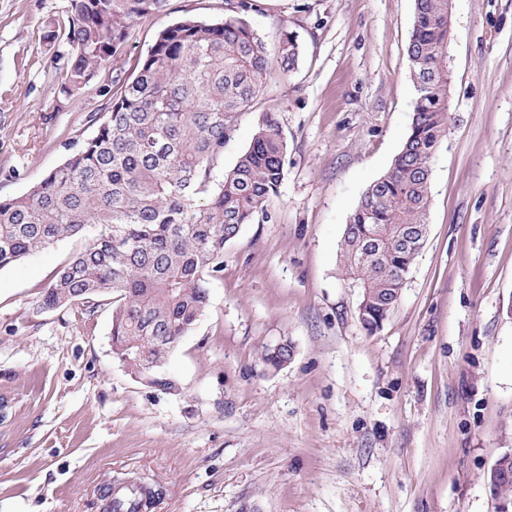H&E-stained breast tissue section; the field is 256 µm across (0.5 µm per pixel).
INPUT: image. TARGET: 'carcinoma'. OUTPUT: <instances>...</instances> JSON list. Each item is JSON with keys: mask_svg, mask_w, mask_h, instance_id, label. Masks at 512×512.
<instances>
[{"mask_svg": "<svg viewBox=\"0 0 512 512\" xmlns=\"http://www.w3.org/2000/svg\"><path fill=\"white\" fill-rule=\"evenodd\" d=\"M71 53L61 89L73 95L115 57L132 22L167 0H69ZM229 3L224 19L184 18L158 33L137 74L114 80L109 112L95 134L30 192L0 198V269L49 245L88 235L43 287L57 309L105 297L112 353L149 366L152 385L175 389L168 356L203 315L208 283L224 270V246L279 194L286 140L275 115L260 119L248 149L209 192L224 131L248 109L267 77L264 41ZM448 0H415L408 44L416 88L410 132L389 169L351 213L341 242L345 276L361 289L362 326L380 328L398 303L427 237L430 162L448 131ZM297 36L284 32L282 74L298 65ZM209 193L206 203L199 195ZM291 342L266 347L268 369L288 364Z\"/></svg>", "mask_w": 512, "mask_h": 512, "instance_id": "carcinoma-1", "label": "carcinoma"}]
</instances>
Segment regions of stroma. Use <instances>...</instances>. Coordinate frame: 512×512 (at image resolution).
Segmentation results:
<instances>
[{
    "mask_svg": "<svg viewBox=\"0 0 512 512\" xmlns=\"http://www.w3.org/2000/svg\"><path fill=\"white\" fill-rule=\"evenodd\" d=\"M277 60L212 165L217 189L274 113L279 194L224 246L206 311L168 358L167 392L115 358L111 307L42 310L82 249L68 238L0 270V512H103L130 478L150 512H499L487 478L512 453V0H452L448 135L431 162L428 234L373 332L342 275L348 218L410 129L415 0H249ZM225 0H168L77 94L71 51L46 42L69 0H0V197L28 192L91 137L113 79L185 17ZM294 356L263 369V347ZM301 54V47L293 32H284L279 49V64L282 74L295 69L298 65Z\"/></svg>",
    "mask_w": 512,
    "mask_h": 512,
    "instance_id": "stroma-1",
    "label": "stroma"
}]
</instances>
